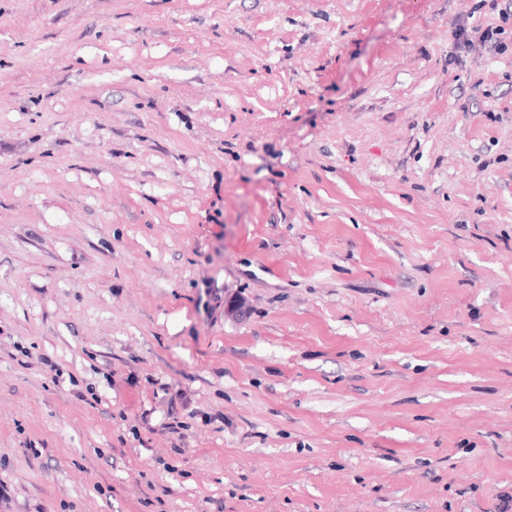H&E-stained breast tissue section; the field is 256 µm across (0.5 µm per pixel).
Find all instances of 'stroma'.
Here are the masks:
<instances>
[{
  "label": "stroma",
  "mask_w": 512,
  "mask_h": 512,
  "mask_svg": "<svg viewBox=\"0 0 512 512\" xmlns=\"http://www.w3.org/2000/svg\"><path fill=\"white\" fill-rule=\"evenodd\" d=\"M498 22L0 0V512H498Z\"/></svg>",
  "instance_id": "1"
}]
</instances>
